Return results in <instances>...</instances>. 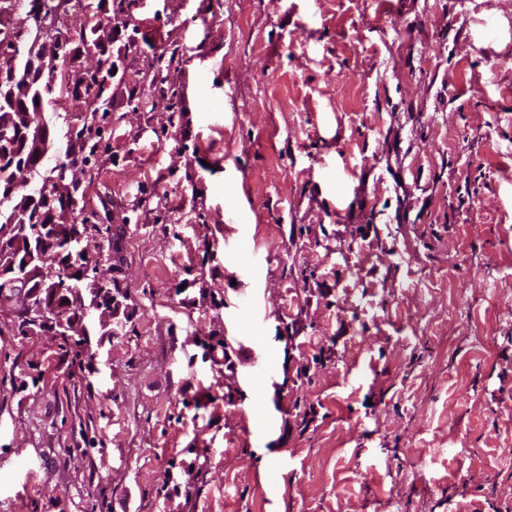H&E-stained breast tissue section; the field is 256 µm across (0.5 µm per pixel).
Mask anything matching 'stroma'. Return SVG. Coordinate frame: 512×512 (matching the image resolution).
I'll use <instances>...</instances> for the list:
<instances>
[{"label": "stroma", "mask_w": 512, "mask_h": 512, "mask_svg": "<svg viewBox=\"0 0 512 512\" xmlns=\"http://www.w3.org/2000/svg\"><path fill=\"white\" fill-rule=\"evenodd\" d=\"M58 24L44 166L97 130L123 325L77 356L0 308V512H512V0ZM102 65L95 117L66 89Z\"/></svg>", "instance_id": "35a3bbf8"}]
</instances>
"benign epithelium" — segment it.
I'll return each instance as SVG.
<instances>
[{
    "mask_svg": "<svg viewBox=\"0 0 512 512\" xmlns=\"http://www.w3.org/2000/svg\"><path fill=\"white\" fill-rule=\"evenodd\" d=\"M63 38L49 36L41 42L39 64L41 68L56 65L61 57ZM28 89L22 86L13 90L10 105L0 109L6 115L0 119L1 125L15 124L14 113L26 114L24 126L25 140L28 146L41 155L49 150L50 130L39 118L32 117L31 113L22 105ZM81 166L69 165L58 167L48 172H42L37 167L20 163L11 166V185L17 189L32 183L39 186V190L50 195L54 200L61 202L57 209L54 229L70 225V218L75 215L79 207V199L74 192L77 185L76 174ZM30 199L25 197L14 208L10 223L0 230V283L4 290L0 291V307L4 305L21 307L26 310L31 321L28 335L39 334L45 328L53 329L54 335L65 334L78 337L89 343L87 321L91 317V310L102 307L114 309L116 298L109 295L107 301L92 299L85 304L82 289L67 286L71 270L57 266L58 257L43 241L31 245L28 236L31 220ZM98 231V227L89 224L83 233H67L62 237L64 249L70 258H86L85 269H100L101 258L91 253L86 245L90 232Z\"/></svg>",
    "mask_w": 512,
    "mask_h": 512,
    "instance_id": "obj_1",
    "label": "benign epithelium"
}]
</instances>
